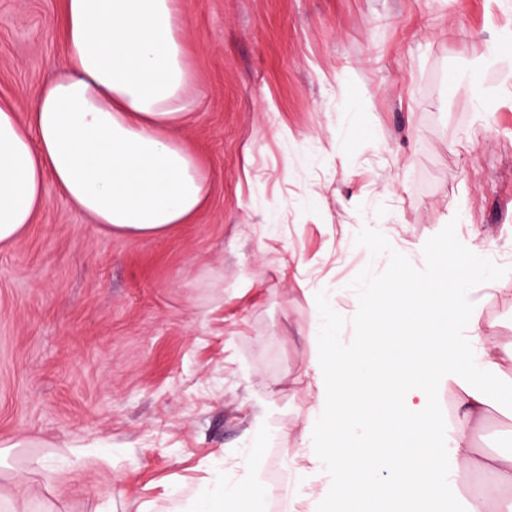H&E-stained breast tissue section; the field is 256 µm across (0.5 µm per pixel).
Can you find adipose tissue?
Instances as JSON below:
<instances>
[{"label": "adipose tissue", "instance_id": "ef3b65f1", "mask_svg": "<svg viewBox=\"0 0 512 512\" xmlns=\"http://www.w3.org/2000/svg\"><path fill=\"white\" fill-rule=\"evenodd\" d=\"M183 13V0H64L60 73L27 92L22 109L0 107V244L32 223L50 182L120 234L162 236L204 208L199 163L172 134L189 108ZM478 253L455 247L424 281L402 269L354 358L320 346L304 436L315 441L307 454L321 512H431L449 454L461 474L485 472L469 512H485L491 490L512 489V452L481 457L473 443L490 404L487 372L504 378L498 399L512 407V342L448 287L449 272L481 274ZM445 364L464 376L446 426L436 396ZM252 482L247 468L233 485L205 487L188 512H224Z\"/></svg>", "mask_w": 512, "mask_h": 512}]
</instances>
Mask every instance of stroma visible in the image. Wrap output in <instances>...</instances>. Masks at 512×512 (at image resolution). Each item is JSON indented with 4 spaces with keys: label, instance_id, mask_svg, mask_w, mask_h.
Segmentation results:
<instances>
[{
    "label": "stroma",
    "instance_id": "obj_1",
    "mask_svg": "<svg viewBox=\"0 0 512 512\" xmlns=\"http://www.w3.org/2000/svg\"><path fill=\"white\" fill-rule=\"evenodd\" d=\"M60 5L0 0L1 105L59 72ZM184 25L176 134L206 208L110 234L50 183L0 245V512H184L252 458L275 512H304L309 339L330 305L354 353L397 252L426 279L488 248L455 292L512 342V0H185ZM474 445L512 448V417L490 408ZM478 253L477 246L454 247L450 256V267L462 277H478L482 272Z\"/></svg>",
    "mask_w": 512,
    "mask_h": 512
}]
</instances>
